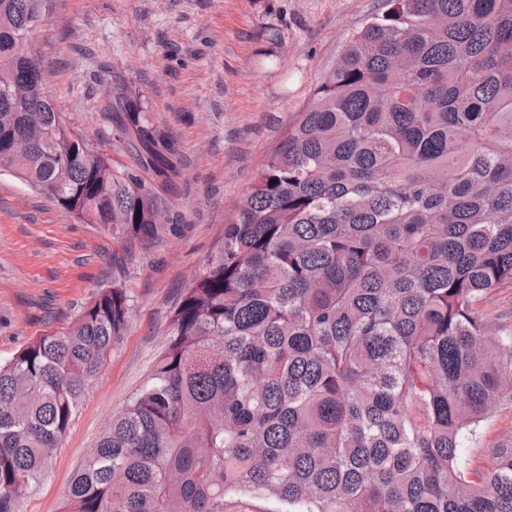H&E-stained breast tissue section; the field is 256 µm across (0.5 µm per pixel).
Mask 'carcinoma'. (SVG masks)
Segmentation results:
<instances>
[{"instance_id":"obj_1","label":"carcinoma","mask_w":512,"mask_h":512,"mask_svg":"<svg viewBox=\"0 0 512 512\" xmlns=\"http://www.w3.org/2000/svg\"><path fill=\"white\" fill-rule=\"evenodd\" d=\"M40 0H0V170L79 221L163 240L173 138L119 92L139 166L93 151L23 40ZM512 0H385L346 43L186 289L146 384L60 512H512V446L464 441L512 403ZM101 288L0 362V512H19L125 331ZM224 510V512H277L281 510V506L271 500L234 495L225 499Z\"/></svg>"}]
</instances>
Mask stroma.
Segmentation results:
<instances>
[{
  "instance_id": "stroma-1",
  "label": "stroma",
  "mask_w": 512,
  "mask_h": 512,
  "mask_svg": "<svg viewBox=\"0 0 512 512\" xmlns=\"http://www.w3.org/2000/svg\"><path fill=\"white\" fill-rule=\"evenodd\" d=\"M381 0H42L28 36L46 93L70 126L114 165L137 170L105 106L139 92L170 134L183 176L166 196L185 232L123 242L83 224L0 171V361L63 330L102 287L123 288L128 327L94 377L43 478L19 512H60L70 479L112 415L150 375L182 294L224 240L237 202L311 98L347 39ZM512 442V406L464 443L470 468Z\"/></svg>"
}]
</instances>
